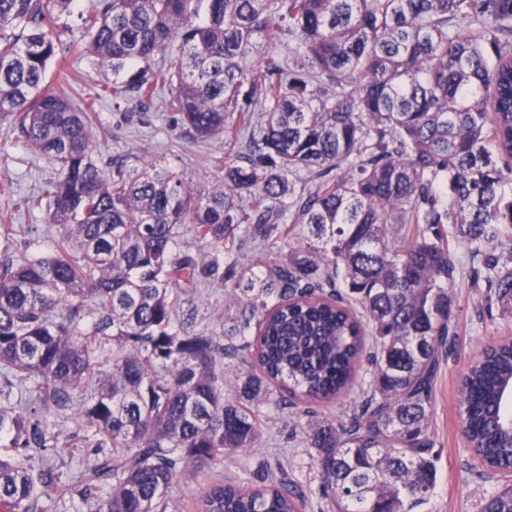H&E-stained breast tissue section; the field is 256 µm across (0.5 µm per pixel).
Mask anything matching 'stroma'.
Instances as JSON below:
<instances>
[{
	"instance_id": "1",
	"label": "stroma",
	"mask_w": 512,
	"mask_h": 512,
	"mask_svg": "<svg viewBox=\"0 0 512 512\" xmlns=\"http://www.w3.org/2000/svg\"><path fill=\"white\" fill-rule=\"evenodd\" d=\"M105 78L92 58L69 54L64 68L50 66L45 78L48 90L67 85L74 101L88 98ZM94 145L103 158L115 154H147L168 167L185 173L192 186L207 189L214 178V165L224 155L220 141L193 143L182 139L169 125L166 111L139 112L128 102H101L92 124ZM7 123L0 124V213L10 209L16 194L38 193L56 172L47 159L26 149ZM21 229L12 247L14 262L38 251H47L58 229L47 221L44 211L20 212ZM457 307L456 343L439 373L434 395L430 433L438 458L436 512H478L483 489L478 478L479 463L467 449L462 433L460 379L480 349L502 336H512V324H502L499 308L486 300V291L473 288L467 277H459L454 290ZM250 458L273 455L284 460L288 473L307 493L316 492L318 472L311 451L292 432L290 421L272 419Z\"/></svg>"
}]
</instances>
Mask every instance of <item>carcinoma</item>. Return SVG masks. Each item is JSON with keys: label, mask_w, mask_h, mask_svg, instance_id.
Returning a JSON list of instances; mask_svg holds the SVG:
<instances>
[{"label": "carcinoma", "mask_w": 512, "mask_h": 512, "mask_svg": "<svg viewBox=\"0 0 512 512\" xmlns=\"http://www.w3.org/2000/svg\"><path fill=\"white\" fill-rule=\"evenodd\" d=\"M74 2L0 0V122L58 174L14 203L47 209L51 251L0 265V512H173L168 489L204 468L198 512H299L308 496L276 463L245 465L250 489L221 468L268 412L341 395L345 419L301 424L319 497L429 512L454 244L512 318V0H97L65 47ZM71 52L112 72V100L161 102L183 134L223 141L210 188L151 156L102 161L94 104L43 85ZM186 232L205 251L181 250ZM281 243L257 272L241 261ZM202 288L231 299L219 332L197 329ZM462 409L496 467L511 341L470 366ZM71 410L83 434L61 440ZM77 458L87 481L64 469ZM479 512H512V485Z\"/></svg>", "instance_id": "cac0c4a2"}]
</instances>
